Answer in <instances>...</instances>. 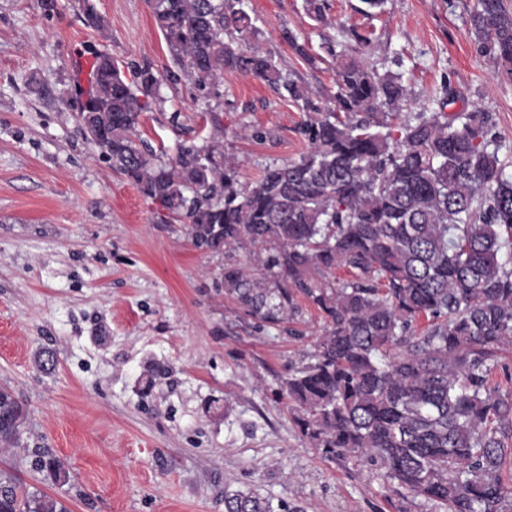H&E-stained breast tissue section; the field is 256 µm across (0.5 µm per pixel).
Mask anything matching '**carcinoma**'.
Masks as SVG:
<instances>
[{
	"label": "carcinoma",
	"mask_w": 512,
	"mask_h": 512,
	"mask_svg": "<svg viewBox=\"0 0 512 512\" xmlns=\"http://www.w3.org/2000/svg\"><path fill=\"white\" fill-rule=\"evenodd\" d=\"M177 82L208 91L245 73L304 112L308 148L250 183L224 142L166 157L139 139L161 101L148 61L94 53L79 111L86 140L141 194L184 220L192 244L224 255V296L263 326L324 320L308 361L281 381L300 433L329 458L384 477L441 512H512L501 470L512 460V395L495 375L512 345V143L482 110L447 112L449 82L401 114L408 90L386 63H364L372 33L341 29L324 46L333 85L314 90L262 48L243 0H149ZM329 24L326 0H305ZM477 51L512 80V0H475ZM344 270L348 278L336 277ZM26 420L0 385V451ZM41 468L67 480L63 463ZM0 512H68L0 478ZM224 512H306L224 488Z\"/></svg>",
	"instance_id": "1"
}]
</instances>
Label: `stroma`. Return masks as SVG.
<instances>
[{
  "instance_id": "stroma-1",
  "label": "stroma",
  "mask_w": 512,
  "mask_h": 512,
  "mask_svg": "<svg viewBox=\"0 0 512 512\" xmlns=\"http://www.w3.org/2000/svg\"><path fill=\"white\" fill-rule=\"evenodd\" d=\"M328 4L322 28L303 0H244L263 49L312 88L331 87L329 65L299 57L282 30L314 55L341 27L370 31L368 61L401 53L408 111L448 80L458 107L491 112L512 142V81L476 50L474 0H386L371 16L362 0ZM89 6L105 30L86 25ZM96 50L164 76L139 127L150 146L223 134L245 182L307 148L298 108L252 77L225 72L208 95L167 81L148 0H0V385L27 411L0 470L69 512H224L228 487L310 512H437L397 495L380 467L325 458L300 435L279 381L307 361L321 320L270 328L236 311L217 286L223 257L195 249L186 224L84 139L76 89ZM212 107L220 126L202 120ZM45 351L49 374L35 364ZM39 448L67 481L35 469Z\"/></svg>"
}]
</instances>
